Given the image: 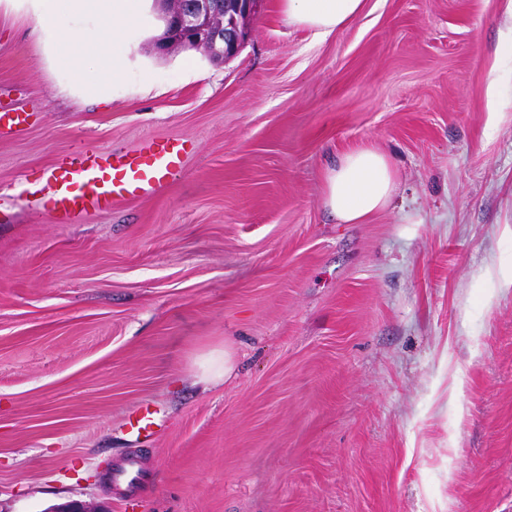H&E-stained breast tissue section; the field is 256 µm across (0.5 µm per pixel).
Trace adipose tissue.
Masks as SVG:
<instances>
[{
  "instance_id": "ef3b65f1",
  "label": "adipose tissue",
  "mask_w": 512,
  "mask_h": 512,
  "mask_svg": "<svg viewBox=\"0 0 512 512\" xmlns=\"http://www.w3.org/2000/svg\"><path fill=\"white\" fill-rule=\"evenodd\" d=\"M36 30L50 41L57 63L82 80L95 65L100 82L89 94L107 100L106 89L125 70L127 49L147 20V0H32ZM364 0H279L289 24L326 37L358 17ZM89 16L107 28L108 37L93 31L62 32L61 18ZM397 189V171L388 154L372 147H355L327 170L322 204L339 224H361L386 210Z\"/></svg>"
}]
</instances>
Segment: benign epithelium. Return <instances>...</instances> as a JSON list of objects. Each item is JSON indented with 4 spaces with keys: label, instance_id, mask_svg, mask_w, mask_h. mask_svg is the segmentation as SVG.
Wrapping results in <instances>:
<instances>
[{
    "label": "benign epithelium",
    "instance_id": "1",
    "mask_svg": "<svg viewBox=\"0 0 512 512\" xmlns=\"http://www.w3.org/2000/svg\"><path fill=\"white\" fill-rule=\"evenodd\" d=\"M166 5L168 40L157 43L166 52L173 47H202L224 62L236 56L249 37L243 21L257 12L260 0H159Z\"/></svg>",
    "mask_w": 512,
    "mask_h": 512
}]
</instances>
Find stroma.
Segmentation results:
<instances>
[{"instance_id": "1", "label": "stroma", "mask_w": 512, "mask_h": 512, "mask_svg": "<svg viewBox=\"0 0 512 512\" xmlns=\"http://www.w3.org/2000/svg\"><path fill=\"white\" fill-rule=\"evenodd\" d=\"M34 26L0 0V107L31 115L0 138V512H126L130 452L133 512H512L505 0H366L324 38L260 0L226 62L135 44L106 104ZM167 137L166 187L56 223L54 163ZM363 145L393 205L335 223L326 169ZM234 369L230 352L214 350L201 362L200 380L203 383L217 382L230 375ZM145 471L137 455H126L112 472V492L123 495L142 481Z\"/></svg>"}]
</instances>
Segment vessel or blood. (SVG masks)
Wrapping results in <instances>:
<instances>
[{"label":"vessel or blood","mask_w":512,"mask_h":512,"mask_svg":"<svg viewBox=\"0 0 512 512\" xmlns=\"http://www.w3.org/2000/svg\"><path fill=\"white\" fill-rule=\"evenodd\" d=\"M189 153L187 141L146 140L124 154L78 150L59 160L47 174V193L56 219L63 224L106 211L124 201L152 195L169 184ZM141 459L126 455L112 473V489L122 495L142 481Z\"/></svg>","instance_id":"1"}]
</instances>
